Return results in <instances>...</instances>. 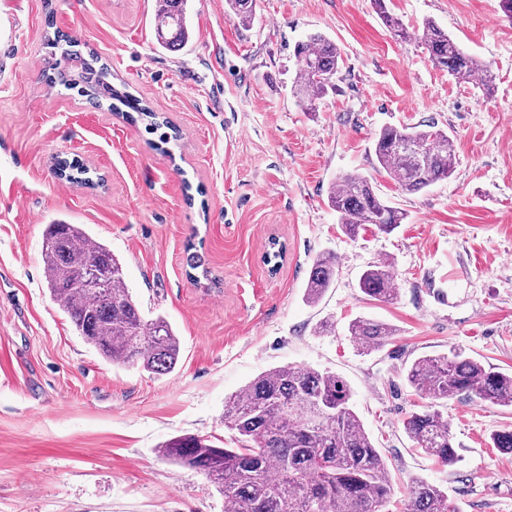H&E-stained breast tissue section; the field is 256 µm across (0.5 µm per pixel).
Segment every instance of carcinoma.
Returning <instances> with one entry per match:
<instances>
[{
  "mask_svg": "<svg viewBox=\"0 0 512 512\" xmlns=\"http://www.w3.org/2000/svg\"><path fill=\"white\" fill-rule=\"evenodd\" d=\"M391 33L424 45L433 65L462 82L478 78L490 88L494 75L486 63L465 52L459 42L434 21L414 28L388 11L386 0H374ZM228 15L248 26L257 0H225ZM188 0H159L154 15L157 44L182 49L192 38ZM60 50L56 65L82 61L76 78L60 70L61 79L80 89L89 101H112L137 112L151 130L170 126L152 108L128 91L105 81L107 68L93 51L73 50L69 36L49 39ZM298 67L291 90L307 112L336 89L343 63L336 43L310 33L294 47ZM378 171L400 188L418 192L448 179L455 167L454 142L433 122L416 126H385L376 133ZM56 169L67 180L89 184L87 169L59 160ZM329 203L343 232L351 237L366 226L391 232L405 213L381 197L372 180L360 173L339 177ZM45 279L50 295L76 331L106 361L139 366L157 375L171 372L179 361L180 339L161 315L145 318L126 282L123 262L106 245L93 240L80 224L62 221L46 226L43 245ZM336 260L317 255L305 283L307 302L317 303L333 285ZM358 287L372 300L396 297L392 266L378 262L359 277ZM351 335L369 347H381L393 335L390 325L359 317L349 324ZM405 378L417 393L435 401L466 396L479 403L512 406V374L496 371L460 351L415 359ZM351 391L336 374L309 367L278 366L259 374L224 403V425L238 435L235 448L218 447L197 435H181L161 445L162 457L204 474L224 496L229 512H388L394 492L390 470L350 404ZM403 427L416 447L442 466L458 459L448 422L436 409L414 412ZM492 446L512 454V428L491 435ZM404 512H459L448 494L423 481L410 486Z\"/></svg>",
  "mask_w": 512,
  "mask_h": 512,
  "instance_id": "obj_1",
  "label": "carcinoma"
}]
</instances>
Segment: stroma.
Instances as JSON below:
<instances>
[{
  "mask_svg": "<svg viewBox=\"0 0 512 512\" xmlns=\"http://www.w3.org/2000/svg\"><path fill=\"white\" fill-rule=\"evenodd\" d=\"M224 2L191 0L194 35L171 52L154 37L156 0H0V512H224L205 475L159 447L184 434L233 446L225 400L283 365L347 383L397 501L420 478L460 512H512V455L490 446L512 406L437 401L458 453L450 467L403 429L428 403L404 376L418 357L456 348L512 372V19L498 0H388L408 25L433 20L490 63L487 97L395 38L372 0H257L247 27ZM58 30L177 128L167 151L144 122L53 80ZM310 32L336 42L343 65L336 91L306 112L290 86ZM428 120L453 140L454 172L406 193L377 172L373 138ZM60 159L92 184L60 179ZM346 173L373 177L404 223L344 234L328 196ZM59 220L105 244L145 316L172 323L173 372L103 361L54 303L43 234ZM274 239L286 252L273 272ZM191 250L212 280L189 278ZM323 253L336 279L310 304L304 283ZM379 261L397 283L386 304L358 288ZM358 317L395 334L368 349L349 332Z\"/></svg>",
  "mask_w": 512,
  "mask_h": 512,
  "instance_id": "obj_1",
  "label": "stroma"
}]
</instances>
